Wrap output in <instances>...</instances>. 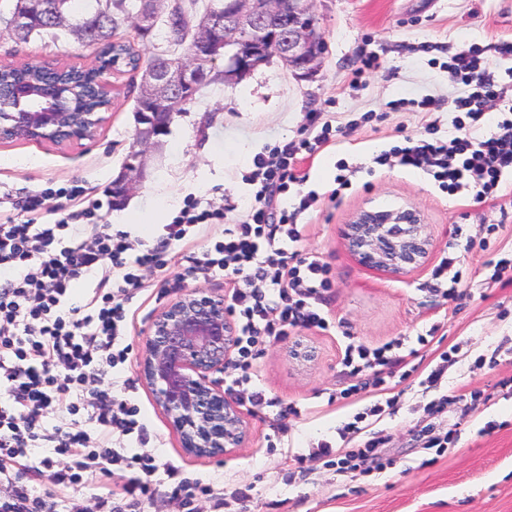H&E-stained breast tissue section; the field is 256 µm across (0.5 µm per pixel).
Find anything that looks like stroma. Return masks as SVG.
Returning <instances> with one entry per match:
<instances>
[{
  "label": "stroma",
  "instance_id": "1",
  "mask_svg": "<svg viewBox=\"0 0 512 512\" xmlns=\"http://www.w3.org/2000/svg\"><path fill=\"white\" fill-rule=\"evenodd\" d=\"M13 5L14 0H0V65L94 63L93 49L64 31L16 42L5 24ZM312 11L328 45L315 81L297 82L274 60L238 83L212 82L174 115L168 134L139 146L134 106L142 73L120 67L108 76L112 105L93 139L65 145L0 142V197L20 202L45 193L42 210L14 212L16 221L45 224L70 210L59 188H76L83 192L84 205H99L103 222L149 241L191 198L215 207L235 204L229 220L246 218L251 188L243 173L256 154L296 138L308 113L339 123L358 120L344 144L315 157L305 185L319 199L305 219L301 248L321 254L331 268L334 286L327 308L338 326L326 334L298 328L272 340L253 367L267 396L293 403L297 415L276 427L267 416L246 413L244 445L219 460L183 450L140 378L141 334L176 288L201 287L226 296L230 286L219 277L188 276L180 265L145 271L144 288L132 302L136 316L128 329L132 351L124 375L135 386L162 460L187 477L214 481L227 497L250 488L248 500L233 503L234 512H512V397L500 391L501 383H512V361L474 363L503 337L512 336V279L481 285L488 275L484 261L504 257V241L512 239V207L505 210V235L475 237L459 266L462 281L473 283V290L453 301L434 298L420 285L452 243L455 226L476 228L491 211L467 196L448 195L421 170L372 164L374 155L401 144L404 136L420 135L430 120L421 112L391 111L390 101L447 98L454 85L445 64L456 47L512 41V0H313ZM113 37L130 43L145 61L164 52L172 58L184 54L183 48L169 46L163 29L139 39L128 17L121 19ZM362 52L375 56L376 69L359 72ZM368 111L371 123H360ZM135 149L141 153L143 176L123 203L113 204L107 189ZM341 160L358 172L351 189L334 198L330 192ZM404 204L422 212L433 236L426 262L399 277L358 264L342 238L350 217L363 208ZM435 323L442 326L443 347L463 341L469 349L468 358L448 372V392L464 393L465 399L448 410L447 451L439 455L424 449L414 437L420 415L413 406L421 389L418 378L411 377L401 384L398 413L383 422L392 435L390 468L349 479L308 460L312 444L331 439L357 410L333 398L338 360L348 340L377 345L397 336H417ZM299 337L311 346L312 359L291 357Z\"/></svg>",
  "mask_w": 512,
  "mask_h": 512
}]
</instances>
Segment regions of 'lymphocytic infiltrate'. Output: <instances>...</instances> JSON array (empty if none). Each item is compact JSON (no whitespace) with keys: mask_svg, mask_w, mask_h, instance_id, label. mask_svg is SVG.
<instances>
[{"mask_svg":"<svg viewBox=\"0 0 512 512\" xmlns=\"http://www.w3.org/2000/svg\"><path fill=\"white\" fill-rule=\"evenodd\" d=\"M448 72L459 89L451 100L452 132L442 133L440 122L430 121L424 136H405L403 145L373 162L421 170L449 194L464 192L476 203L504 207L512 202V41L497 43L490 57L475 44L457 48ZM309 126L300 138L255 156L243 176L253 187L246 220L185 257L192 270L228 280L237 336L229 388L241 406L276 422L295 408L255 384L254 361L269 340L296 328L327 332L334 326L325 312L330 267L319 254L299 248L300 218L319 195L312 190L291 206L281 203L292 186L308 181L303 162L340 145L347 134L345 126L328 121ZM232 210L229 204L203 208L186 201L151 241L92 223L87 207L50 224L19 223L0 210V512H81L65 489L117 470L127 474L122 494L133 512L161 486L187 506L201 495L215 497L213 484L186 478L149 449L132 381L107 372L128 359L129 305L143 286V271L175 263L176 247L193 242L204 227L222 224ZM463 261L443 253L423 290L456 299L461 280L452 270ZM81 280L89 288L78 302L73 286ZM434 336L431 329L418 334L412 348L403 336L377 346H345L336 396L363 408L337 428L335 443L314 448L312 459L340 477L387 468L383 448L390 434L380 423L397 411V370L422 373L421 385L429 390L459 360L460 345L432 349ZM425 349L432 355L423 365L418 357ZM460 401L443 394L424 404L427 423L418 432L423 448L446 450L448 433L438 419ZM55 414L66 416V423L48 425ZM95 431L101 434L96 444Z\"/></svg>","mask_w":512,"mask_h":512,"instance_id":"1","label":"lymphocytic infiltrate"}]
</instances>
